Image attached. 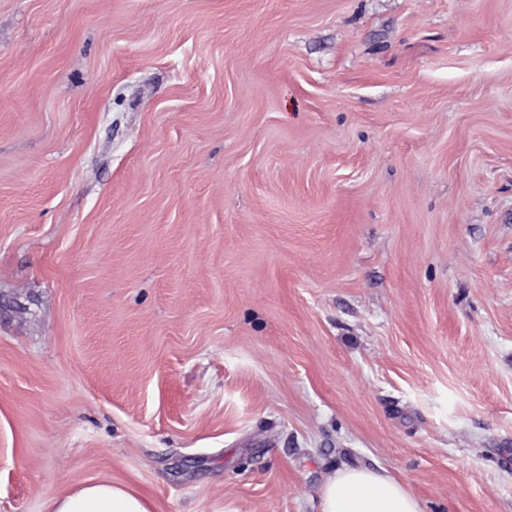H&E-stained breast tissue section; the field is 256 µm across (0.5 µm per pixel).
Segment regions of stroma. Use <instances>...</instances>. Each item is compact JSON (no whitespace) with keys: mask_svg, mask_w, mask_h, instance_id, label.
Returning <instances> with one entry per match:
<instances>
[{"mask_svg":"<svg viewBox=\"0 0 512 512\" xmlns=\"http://www.w3.org/2000/svg\"><path fill=\"white\" fill-rule=\"evenodd\" d=\"M512 512V0H0V512ZM319 512H423L419 499L387 470L348 467L325 480ZM49 512H151L136 489L104 479L67 486L53 495Z\"/></svg>","mask_w":512,"mask_h":512,"instance_id":"1","label":"stroma"}]
</instances>
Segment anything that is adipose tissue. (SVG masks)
Listing matches in <instances>:
<instances>
[{
  "mask_svg": "<svg viewBox=\"0 0 512 512\" xmlns=\"http://www.w3.org/2000/svg\"><path fill=\"white\" fill-rule=\"evenodd\" d=\"M50 512H150L136 489L104 479L68 486L53 495ZM320 512H423L419 499L383 468L348 467L330 473Z\"/></svg>",
  "mask_w": 512,
  "mask_h": 512,
  "instance_id": "1",
  "label": "adipose tissue"
}]
</instances>
